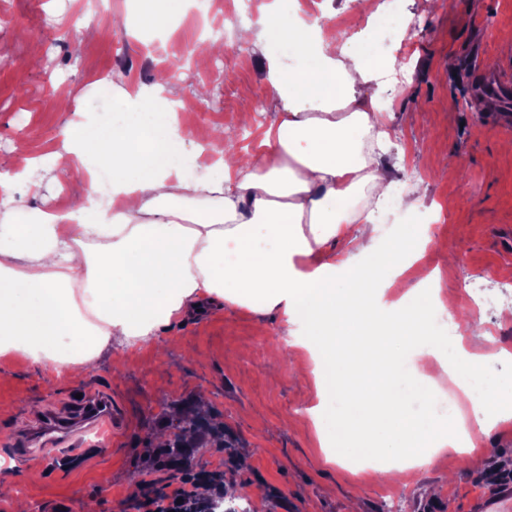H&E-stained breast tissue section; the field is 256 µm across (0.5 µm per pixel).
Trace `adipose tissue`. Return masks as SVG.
I'll use <instances>...</instances> for the list:
<instances>
[{
    "instance_id": "1",
    "label": "adipose tissue",
    "mask_w": 512,
    "mask_h": 512,
    "mask_svg": "<svg viewBox=\"0 0 512 512\" xmlns=\"http://www.w3.org/2000/svg\"><path fill=\"white\" fill-rule=\"evenodd\" d=\"M387 10L385 0H359L365 26L344 40L325 31L336 14L331 0L318 16L271 6L241 28L240 40L264 51L275 118L248 158L221 152L201 177L182 173L190 148L161 98L169 76L149 89L114 87L127 123L69 125L48 158L58 178H83L85 197L67 210L11 206L17 181L32 178L40 161L0 156V353L21 349L39 363L65 358L87 368L106 348L151 341L203 303L222 302L303 324L320 440L348 456L406 451L404 480L457 449L458 435L480 438L489 414L511 418L512 400L497 406L477 393L467 396L468 419L452 429L418 412L429 389L417 365L441 343L426 329L430 296L351 302L364 269L397 283L395 253L430 240L422 229L387 251L373 245V214L392 200L394 180L382 160L388 134L377 89L386 65L368 51V25ZM271 42L276 51H267ZM288 56L304 66L285 67ZM90 156L112 172L103 207ZM359 342L406 353L369 408L342 396L343 381L360 371L350 353Z\"/></svg>"
}]
</instances>
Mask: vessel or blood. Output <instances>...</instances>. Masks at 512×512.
<instances>
[{
	"mask_svg": "<svg viewBox=\"0 0 512 512\" xmlns=\"http://www.w3.org/2000/svg\"><path fill=\"white\" fill-rule=\"evenodd\" d=\"M471 90L494 101H506L512 99V79L506 78L498 69L485 71L480 73ZM106 422L118 428L122 426L124 416L109 397L102 395L85 401L75 415H49L38 421L14 454L19 460L28 461L32 458V449L48 447L52 453L45 456V464L77 458L82 453V433Z\"/></svg>",
	"mask_w": 512,
	"mask_h": 512,
	"instance_id": "obj_1",
	"label": "vessel or blood"
}]
</instances>
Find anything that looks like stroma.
I'll return each mask as SVG.
<instances>
[{"instance_id": "35a3bbf8", "label": "stroma", "mask_w": 512, "mask_h": 512, "mask_svg": "<svg viewBox=\"0 0 512 512\" xmlns=\"http://www.w3.org/2000/svg\"><path fill=\"white\" fill-rule=\"evenodd\" d=\"M268 0H252L251 15L225 25L221 5L184 0L161 29L145 30L135 20L139 0H0V154L23 144L28 155L49 156L61 146L75 112L60 111L48 83L66 82L84 120L109 118L121 124L125 110L107 90L112 81L151 87L156 75L178 58L182 45L202 46L221 34L224 53L202 64L184 61L168 89L183 101L181 129L189 141L212 139L216 130L240 147L258 145L273 118L264 102L262 57L239 42L240 24L256 23ZM133 18L130 29H113L112 17ZM416 19L412 42L399 39L403 18ZM512 0H457L454 10L422 13L416 0H398L392 21L380 24L368 49L392 62L382 79L389 98L382 122L391 134L386 155L394 162L397 202L376 214L381 241L409 229H427L432 238L420 264L438 273L437 287L451 304H463L468 288L512 281V159L498 141L506 132L497 107L469 91L478 65L488 61L512 69ZM210 89L206 101L194 98L198 86ZM259 108L242 122L244 93ZM41 186L27 182L14 190L18 206L63 209L82 188L80 179L57 181L49 165L35 174ZM427 191L415 201L413 187ZM455 262H447L445 253ZM480 332L467 331L463 319L454 326L463 345L481 357L471 385L496 390L512 387V364L503 365L501 350L512 351V321L497 311L482 314ZM284 320L275 313L257 317L241 308L211 307L160 331L157 340L123 350L105 351L96 367L75 378L70 364L52 367L28 356H0V466L14 467L18 478L11 495L0 496V512H125L136 505L129 478L163 485L176 476L157 459L155 433L176 434L168 414L172 405L193 404L199 391L210 401L195 417L205 433L206 450L192 452L199 470H233L248 487V502L263 512H349L358 498L361 512H512V419L489 423L485 437L463 451H447L417 470L410 484L384 474L361 472L348 464L324 461L307 409L314 405L315 377L308 356L281 345ZM421 375L451 408L430 402L438 420L454 421L467 411L463 390L445 359L430 361ZM110 394L125 415L123 428L90 432L79 467L53 470L42 463L18 465L3 444L25 435L47 406L73 408L78 397ZM40 475L27 480V471Z\"/></svg>"}]
</instances>
